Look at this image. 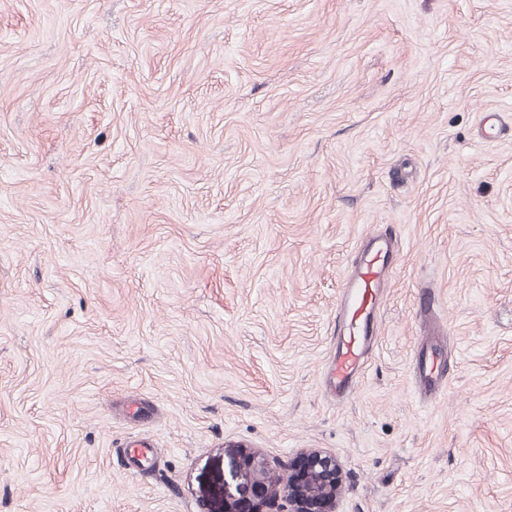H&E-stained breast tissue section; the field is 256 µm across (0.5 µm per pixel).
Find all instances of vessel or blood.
<instances>
[{
    "label": "vessel or blood",
    "instance_id": "1",
    "mask_svg": "<svg viewBox=\"0 0 512 512\" xmlns=\"http://www.w3.org/2000/svg\"><path fill=\"white\" fill-rule=\"evenodd\" d=\"M396 245L387 236L374 237L344 285L336 308V348L326 370V390L331 398H348L364 373L374 343L373 321L390 271L386 258ZM430 338L421 337L416 364V383L422 394L439 389L441 366L429 357Z\"/></svg>",
    "mask_w": 512,
    "mask_h": 512
}]
</instances>
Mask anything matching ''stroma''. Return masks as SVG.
<instances>
[{
    "instance_id": "35a3bbf8",
    "label": "stroma",
    "mask_w": 512,
    "mask_h": 512,
    "mask_svg": "<svg viewBox=\"0 0 512 512\" xmlns=\"http://www.w3.org/2000/svg\"><path fill=\"white\" fill-rule=\"evenodd\" d=\"M487 112L512 124V0H0V512H209L240 444L334 457L337 512H512V136ZM374 235L398 250L336 404ZM387 236L372 238L344 285L336 308V348L326 370L332 399L348 398L364 373L374 343L373 321L391 271L386 258L396 249ZM429 336L419 337V353L416 364V383L422 394L433 396L441 385V364H437L434 356L428 357V346L432 340Z\"/></svg>"
}]
</instances>
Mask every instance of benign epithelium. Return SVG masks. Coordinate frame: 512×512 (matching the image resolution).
<instances>
[{
  "instance_id": "7a95c632",
  "label": "benign epithelium",
  "mask_w": 512,
  "mask_h": 512,
  "mask_svg": "<svg viewBox=\"0 0 512 512\" xmlns=\"http://www.w3.org/2000/svg\"><path fill=\"white\" fill-rule=\"evenodd\" d=\"M341 479L336 460L317 450L303 452L279 472L256 450L224 449L202 495L210 512H336Z\"/></svg>"
}]
</instances>
